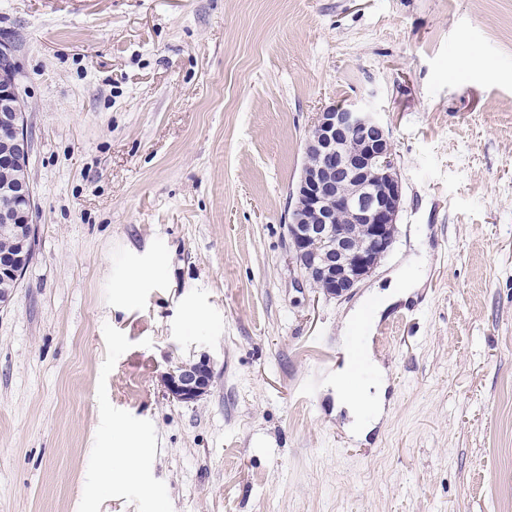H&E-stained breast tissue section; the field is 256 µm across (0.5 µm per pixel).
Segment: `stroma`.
<instances>
[{"mask_svg":"<svg viewBox=\"0 0 512 512\" xmlns=\"http://www.w3.org/2000/svg\"><path fill=\"white\" fill-rule=\"evenodd\" d=\"M0 42L35 200L0 308V512H512V0H0ZM342 102L390 128L403 205L336 298L284 224ZM415 262L416 300L342 336ZM354 347L388 383L364 442L329 390ZM203 353L209 393L169 398ZM18 243L16 244L18 254L15 256L10 255H2L0 254V279L3 278H12L21 280L27 270V264L23 265L24 258L26 256L27 251L30 248L29 236H25L24 232H20L17 235ZM23 253L22 255H20ZM130 447L126 448H104L103 449V469L102 476L106 482L112 480V457H122L128 462L135 461L139 454L140 448L132 447L133 444L128 443Z\"/></svg>","mask_w":512,"mask_h":512,"instance_id":"1","label":"stroma"}]
</instances>
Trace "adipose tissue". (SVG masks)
Wrapping results in <instances>:
<instances>
[{"label":"adipose tissue","mask_w":512,"mask_h":512,"mask_svg":"<svg viewBox=\"0 0 512 512\" xmlns=\"http://www.w3.org/2000/svg\"><path fill=\"white\" fill-rule=\"evenodd\" d=\"M386 389V378L382 375L356 388H349L346 368L337 369L333 385L336 409L345 412V428L356 439H367L379 424L384 413Z\"/></svg>","instance_id":"obj_1"}]
</instances>
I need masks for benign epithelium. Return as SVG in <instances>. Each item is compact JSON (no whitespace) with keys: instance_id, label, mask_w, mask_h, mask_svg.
<instances>
[{"instance_id":"obj_1","label":"benign epithelium","mask_w":512,"mask_h":512,"mask_svg":"<svg viewBox=\"0 0 512 512\" xmlns=\"http://www.w3.org/2000/svg\"><path fill=\"white\" fill-rule=\"evenodd\" d=\"M18 97L11 69H0V105ZM32 142L24 111L0 112V168L23 167ZM305 161L285 225L300 274L341 297L369 277L392 250L403 202L393 143L379 113L338 103L318 113L304 143ZM15 256L0 254V278L21 279L29 237L17 235ZM213 382L210 359L165 373L169 396L193 403Z\"/></svg>"}]
</instances>
